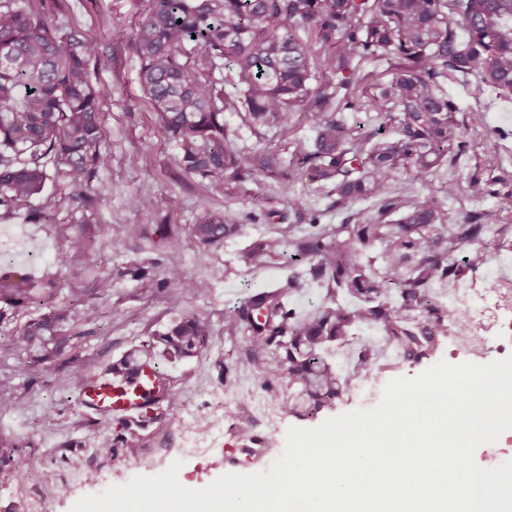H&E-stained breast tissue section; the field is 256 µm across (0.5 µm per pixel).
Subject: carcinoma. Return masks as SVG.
<instances>
[{"label": "carcinoma", "mask_w": 512, "mask_h": 512, "mask_svg": "<svg viewBox=\"0 0 512 512\" xmlns=\"http://www.w3.org/2000/svg\"><path fill=\"white\" fill-rule=\"evenodd\" d=\"M132 36L139 82L159 115V132L171 141L189 175L215 187L243 184L260 173L288 188L298 181L329 187L333 206L353 224L309 227L292 240L298 252L277 291H250L224 317V335H247L237 366L265 374L269 386L288 378L289 412L312 414L331 406L349 381L374 370L377 351L363 345L350 370L330 360L377 327L388 345L418 360L434 351L460 312L439 301L435 286L482 265L491 223L488 210L467 211L457 221L431 197L406 201L393 195L401 176L426 181L465 154L468 127L478 113L458 119L459 105L446 86L491 88L512 95V0H147ZM90 32L53 24L34 0H0V207L14 209L39 196L49 165L65 166L81 187L102 159L100 60ZM229 62L232 75L216 77ZM370 65L372 69L365 70ZM232 91H224V84ZM312 118L311 136L291 152L251 154L224 123L233 112L251 130L288 129L296 110ZM374 113L377 130L366 135L342 116ZM372 201L375 216L355 211ZM242 225L208 214L192 227L203 247L224 245ZM95 230L86 224L72 241L85 267L96 263ZM284 241L259 238L238 259L265 273ZM316 283L323 294L301 314L286 297ZM160 287L189 288L171 265ZM82 295L66 298L55 273L33 280L0 267V325L19 309L42 310L9 337L5 354L18 369L53 363L79 339L74 310ZM210 326L199 316L174 322L156 342L128 350L136 365L155 347L171 362L208 345ZM152 420L173 416L180 401L166 378L146 394ZM116 437L97 450L140 447L141 422H120Z\"/></svg>", "instance_id": "carcinoma-1"}]
</instances>
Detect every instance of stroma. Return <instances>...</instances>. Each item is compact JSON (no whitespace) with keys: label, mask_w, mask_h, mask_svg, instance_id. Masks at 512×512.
<instances>
[{"label":"stroma","mask_w":512,"mask_h":512,"mask_svg":"<svg viewBox=\"0 0 512 512\" xmlns=\"http://www.w3.org/2000/svg\"><path fill=\"white\" fill-rule=\"evenodd\" d=\"M65 5L70 23L94 32L95 53L105 64L100 72L109 89L100 112L104 161L79 193L63 167H50L42 200L51 206L53 223H36L28 207L0 209V235L20 240L13 269L29 276L52 270L63 295L78 291L84 296L75 316L80 334L76 347L63 359L29 369L9 384L14 400L10 409L0 412V439L22 444L24 454L0 462V512H71L83 496L102 493L137 475L159 474L177 460L182 463L180 484L200 489L227 473L268 470V462L253 458L231 465L222 450L183 452L175 416L147 427L140 448L100 455L98 442L115 436L120 427L116 420L93 415L82 405L71 372L78 366L86 376L100 374L130 348L162 333L182 315L194 314L211 326L208 347L181 363H160L183 411L210 415L216 408L211 394L223 389L227 373L237 379L240 390L264 391L260 374L234 366L248 339L226 340L224 310L239 300L245 285L265 290L283 283L293 248L285 246L283 258L258 279L251 278L237 256L260 236L287 235L289 225L297 221V210L320 213L325 224H341L347 218L333 208L327 191L306 182L286 190L257 174L245 190L218 191L186 175L178 166L174 145L158 131V115L139 83V62L130 48L146 0H66ZM449 91L464 110L480 111L482 124L469 130L467 151L455 166L440 168L424 182L400 179L395 192L405 199L434 198L442 209L459 216L493 210L498 224L512 225V207L502 205L503 199L512 197V96L461 85L450 86ZM134 156L139 159L135 165L130 162ZM475 177L491 181L492 194H474L470 181ZM452 181L459 187L453 196L448 193ZM146 188L154 200L149 209L134 202ZM212 212L234 215L244 229L223 247L206 249L194 240L192 226ZM83 224L96 227L97 261L87 271L74 266L70 248ZM164 224L174 230L175 244L161 240ZM174 263L182 267L191 288L172 299L158 283ZM127 265L143 267L145 277L118 276V269ZM106 276L112 279V289L97 294L96 282ZM357 407L343 395L313 415H283L272 437L275 453L283 452L289 427L313 428Z\"/></svg>","instance_id":"35a3bbf8"}]
</instances>
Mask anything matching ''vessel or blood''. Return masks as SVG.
Returning <instances> with one entry per match:
<instances>
[{"mask_svg": "<svg viewBox=\"0 0 512 512\" xmlns=\"http://www.w3.org/2000/svg\"><path fill=\"white\" fill-rule=\"evenodd\" d=\"M161 373L157 361L149 360L127 369L117 370L93 378L82 387L83 405L97 414H106L126 421H142L152 410L143 398Z\"/></svg>", "mask_w": 512, "mask_h": 512, "instance_id": "obj_1", "label": "vessel or blood"}]
</instances>
